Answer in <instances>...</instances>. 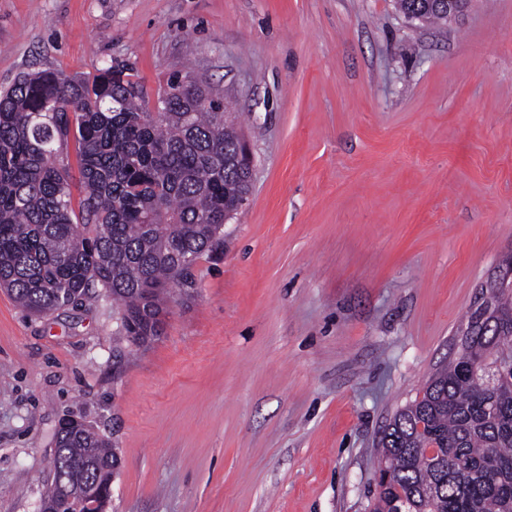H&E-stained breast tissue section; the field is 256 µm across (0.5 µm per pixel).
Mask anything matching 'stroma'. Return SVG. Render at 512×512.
<instances>
[{
  "label": "stroma",
  "mask_w": 512,
  "mask_h": 512,
  "mask_svg": "<svg viewBox=\"0 0 512 512\" xmlns=\"http://www.w3.org/2000/svg\"><path fill=\"white\" fill-rule=\"evenodd\" d=\"M233 113L251 191L135 348L103 290H0V512H39L62 418L112 444L106 512H369L379 441L512 253V0H0V88L112 61ZM428 1L425 4L426 10H432L435 12L448 15L449 20H456L461 17L468 9L471 0H421ZM448 19L440 17L436 14L428 16V20L425 21L428 24L447 22Z\"/></svg>",
  "instance_id": "obj_1"
}]
</instances>
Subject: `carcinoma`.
Wrapping results in <instances>:
<instances>
[{"label":"carcinoma","mask_w":512,"mask_h":512,"mask_svg":"<svg viewBox=\"0 0 512 512\" xmlns=\"http://www.w3.org/2000/svg\"><path fill=\"white\" fill-rule=\"evenodd\" d=\"M131 71L25 73L0 91V289L47 316L100 288L140 348L162 334L153 317L169 289L194 287L197 261L223 246L250 186L221 102L177 71L153 112ZM380 447L371 512H512V327L474 325ZM55 461L43 502L77 482L107 505L118 458L92 426L63 419Z\"/></svg>","instance_id":"carcinoma-1"}]
</instances>
